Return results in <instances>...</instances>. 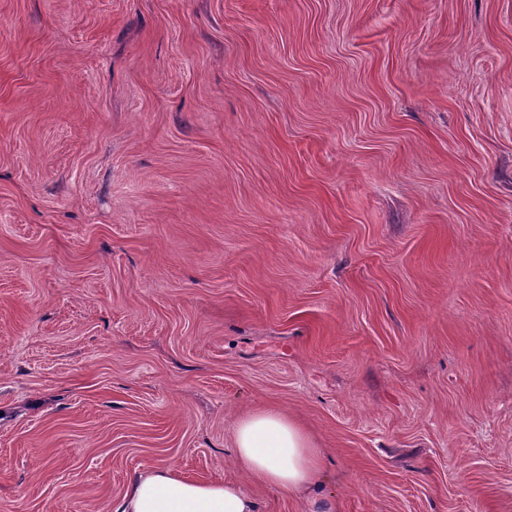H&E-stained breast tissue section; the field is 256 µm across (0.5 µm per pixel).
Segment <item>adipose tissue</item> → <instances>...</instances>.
I'll return each mask as SVG.
<instances>
[{
	"instance_id": "adipose-tissue-1",
	"label": "adipose tissue",
	"mask_w": 512,
	"mask_h": 512,
	"mask_svg": "<svg viewBox=\"0 0 512 512\" xmlns=\"http://www.w3.org/2000/svg\"><path fill=\"white\" fill-rule=\"evenodd\" d=\"M234 453L241 471L299 496L308 512H336L335 500L322 491L320 449L286 415L256 409L241 417ZM113 512H256V505L239 482L190 480L157 466L132 478Z\"/></svg>"
}]
</instances>
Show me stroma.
Here are the masks:
<instances>
[{
	"mask_svg": "<svg viewBox=\"0 0 512 512\" xmlns=\"http://www.w3.org/2000/svg\"><path fill=\"white\" fill-rule=\"evenodd\" d=\"M512 512V0H0V512L241 482ZM234 442L241 471L299 496L307 512L336 511V501L322 492L320 448L294 420L271 409L253 410L237 422Z\"/></svg>",
	"mask_w": 512,
	"mask_h": 512,
	"instance_id": "stroma-1",
	"label": "stroma"
}]
</instances>
